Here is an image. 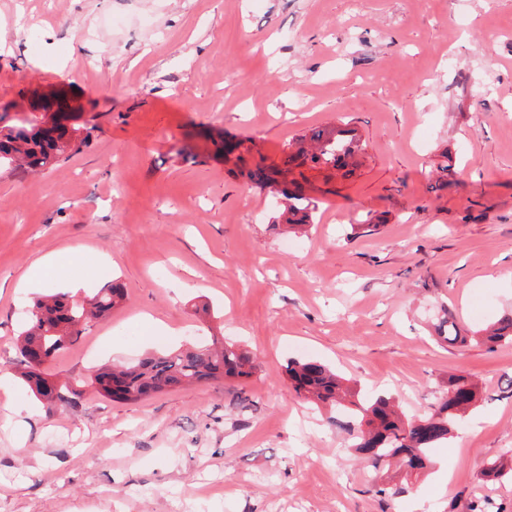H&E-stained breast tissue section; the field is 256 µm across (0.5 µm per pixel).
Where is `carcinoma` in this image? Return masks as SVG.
Returning <instances> with one entry per match:
<instances>
[{
  "label": "carcinoma",
  "instance_id": "1",
  "mask_svg": "<svg viewBox=\"0 0 512 512\" xmlns=\"http://www.w3.org/2000/svg\"><path fill=\"white\" fill-rule=\"evenodd\" d=\"M77 146L67 151L41 136L33 126L19 118L4 120L0 115V168L9 167L10 142L20 138L29 148L24 165L35 170L46 166L59 154L80 153L88 147L91 129H73ZM359 138L355 130L342 126H318L288 142L281 165L269 170L261 164L249 170V177L264 185L285 182L281 193L282 208L275 224L302 230L314 223L315 200L306 193L304 169L322 168L328 178L347 179L355 173L354 159ZM124 300L121 286L110 284L88 301L77 302L65 295L47 294L30 311V321L21 333L19 346L23 365L22 379L40 399L51 404L74 405L80 392L63 385L50 392L43 381V364L68 348L81 334L80 327L104 316ZM440 338L451 345L466 346L472 342L493 349L512 345V314L482 330L465 329L445 312L438 325ZM255 370L252 355L232 343L197 344L170 353L147 357L128 367H100L92 380L97 391L113 401L135 402L165 389L207 382L220 377L245 379ZM288 381L300 398L309 402L336 405L352 417L336 426L353 433L354 448L372 467L380 469L395 463L413 476L425 469L430 449L448 438L457 421L478 401L479 384L464 375L448 376V396L416 419L404 420L396 409L394 398L384 393L368 399L359 398L343 379L321 363L291 361L285 369Z\"/></svg>",
  "mask_w": 512,
  "mask_h": 512
}]
</instances>
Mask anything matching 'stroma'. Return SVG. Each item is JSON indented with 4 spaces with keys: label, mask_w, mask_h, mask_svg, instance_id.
I'll return each mask as SVG.
<instances>
[{
    "label": "stroma",
    "mask_w": 512,
    "mask_h": 512,
    "mask_svg": "<svg viewBox=\"0 0 512 512\" xmlns=\"http://www.w3.org/2000/svg\"><path fill=\"white\" fill-rule=\"evenodd\" d=\"M53 94L94 132L0 174V512H512V479L482 475L512 448V346L434 332L448 311L474 330L512 312V0H0V113ZM334 123L361 166L303 233L214 155L229 133L276 165ZM47 255L83 288L19 287ZM110 279L123 306L46 365L79 402L46 406L16 371L30 307ZM213 340L257 369L138 402L91 385ZM292 359L392 393L408 419L449 375L481 393L408 481L296 396Z\"/></svg>",
    "instance_id": "35a3bbf8"
}]
</instances>
